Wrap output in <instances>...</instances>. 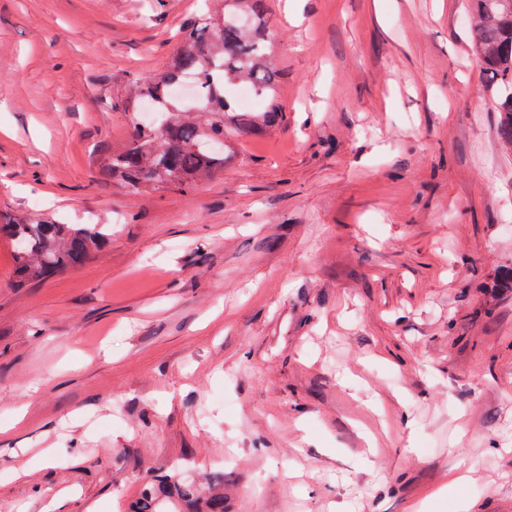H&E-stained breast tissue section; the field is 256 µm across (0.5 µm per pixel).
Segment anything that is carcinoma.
Returning <instances> with one entry per match:
<instances>
[{"label": "carcinoma", "mask_w": 512, "mask_h": 512, "mask_svg": "<svg viewBox=\"0 0 512 512\" xmlns=\"http://www.w3.org/2000/svg\"><path fill=\"white\" fill-rule=\"evenodd\" d=\"M470 3L469 38L485 75L500 90V133L512 147V0ZM269 15L267 0H205L202 14L182 27L174 55L150 77L129 82L119 106L136 122L129 139L102 157V172L134 193L193 189L224 173L229 140L261 129L282 112ZM187 79L196 101L176 94ZM240 85L254 88L259 109L237 107L233 92ZM151 102L156 120L145 122L140 111ZM0 233L11 241L18 271L28 280L83 264L106 238L96 224L44 221L1 224ZM166 482L176 493L150 483L133 512H224L221 489L202 494L175 474Z\"/></svg>", "instance_id": "1"}]
</instances>
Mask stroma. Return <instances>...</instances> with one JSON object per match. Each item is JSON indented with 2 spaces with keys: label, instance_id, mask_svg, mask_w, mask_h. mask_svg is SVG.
Here are the masks:
<instances>
[{
  "label": "stroma",
  "instance_id": "35a3bbf8",
  "mask_svg": "<svg viewBox=\"0 0 512 512\" xmlns=\"http://www.w3.org/2000/svg\"><path fill=\"white\" fill-rule=\"evenodd\" d=\"M199 4L0 0V223L108 233L25 283L0 236V512L175 472L224 512H512V151L468 0H271L279 122L131 193L116 103Z\"/></svg>",
  "mask_w": 512,
  "mask_h": 512
}]
</instances>
